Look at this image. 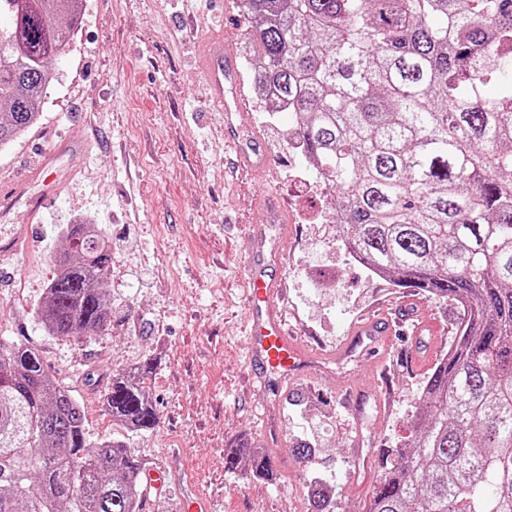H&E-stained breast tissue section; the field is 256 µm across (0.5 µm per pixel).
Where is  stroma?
Returning a JSON list of instances; mask_svg holds the SVG:
<instances>
[{
    "label": "stroma",
    "mask_w": 512,
    "mask_h": 512,
    "mask_svg": "<svg viewBox=\"0 0 512 512\" xmlns=\"http://www.w3.org/2000/svg\"><path fill=\"white\" fill-rule=\"evenodd\" d=\"M254 24L236 0H83L68 52L50 64L56 80L40 122L0 148V199L16 198L0 219V337L39 353L82 405L91 440L123 442L146 465L178 474L142 512H181L190 486L215 512H308L313 479L336 485L334 512H365L411 432L427 374L457 342L455 302L371 278L349 262L314 173L296 177L291 116L264 118L247 64L242 132L259 135L267 167L234 166L235 146L208 101L196 46L220 30L227 49L241 54ZM51 149L49 169L39 171ZM49 180L55 196L34 208ZM269 193L290 216L280 239L287 288L280 307L312 355L274 392L253 383L244 363L240 278L249 228L264 224ZM82 220L98 225L112 252L104 284L112 326L64 340L44 330L35 308L65 245L60 227ZM403 307L414 319L385 337L384 362L335 363L351 325L369 311ZM148 359L157 422L130 431L113 422L104 396L115 371ZM241 439L267 448L272 477L227 472L225 451ZM300 439L314 446L310 459L294 455Z\"/></svg>",
    "instance_id": "35a3bbf8"
}]
</instances>
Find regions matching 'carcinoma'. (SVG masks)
Returning a JSON list of instances; mask_svg holds the SVG:
<instances>
[{
    "mask_svg": "<svg viewBox=\"0 0 512 512\" xmlns=\"http://www.w3.org/2000/svg\"><path fill=\"white\" fill-rule=\"evenodd\" d=\"M254 85L269 87L336 192L342 243L399 288L468 304L428 376L412 432L366 512H512V0H242ZM82 0H0V147L40 117L65 17ZM497 84L488 97L483 89ZM67 246L37 307L49 335L112 326V254L94 224ZM154 365L112 376L113 420L154 427ZM269 474L238 444L235 472ZM142 465L92 443L80 403L33 349L0 339V512H141ZM336 487L316 482L309 512Z\"/></svg>",
    "mask_w": 512,
    "mask_h": 512,
    "instance_id": "cac0c4a2",
    "label": "carcinoma"
}]
</instances>
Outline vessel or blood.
<instances>
[{"instance_id":"1","label":"vessel or blood","mask_w":512,"mask_h":512,"mask_svg":"<svg viewBox=\"0 0 512 512\" xmlns=\"http://www.w3.org/2000/svg\"><path fill=\"white\" fill-rule=\"evenodd\" d=\"M199 64L205 74L214 111L224 115L225 133H233L236 118L246 99L238 63L224 49V39L208 37L199 53ZM240 162L251 168L266 164V151L259 138L238 144ZM251 247L242 272L247 288L246 307L248 364L264 387L273 388L295 378L308 356L286 329L278 309L285 286L284 262L276 239L267 237L262 226L250 234ZM394 319L383 315L353 327L349 343L336 353L345 359L353 353L375 356L380 344L390 334Z\"/></svg>"}]
</instances>
